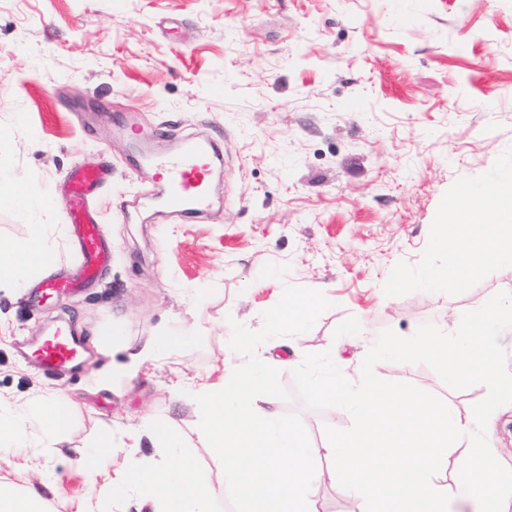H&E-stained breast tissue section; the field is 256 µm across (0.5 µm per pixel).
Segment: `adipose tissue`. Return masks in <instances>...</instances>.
Here are the masks:
<instances>
[{
	"label": "adipose tissue",
	"mask_w": 512,
	"mask_h": 512,
	"mask_svg": "<svg viewBox=\"0 0 512 512\" xmlns=\"http://www.w3.org/2000/svg\"><path fill=\"white\" fill-rule=\"evenodd\" d=\"M53 263L51 250L41 236L22 245L0 244V286L27 287L33 274ZM74 402L53 393L40 399L27 413L0 411V447L22 448L28 425L38 422L45 440L55 442L70 428ZM111 493L116 500H135L142 512H214L216 490L200 473L197 458L179 455L175 463L157 461L118 473Z\"/></svg>",
	"instance_id": "1"
}]
</instances>
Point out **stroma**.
Listing matches in <instances>:
<instances>
[{
    "mask_svg": "<svg viewBox=\"0 0 512 512\" xmlns=\"http://www.w3.org/2000/svg\"><path fill=\"white\" fill-rule=\"evenodd\" d=\"M0 128V169L48 194L31 214L0 208V242L45 225L55 269L75 262L56 231L67 221L57 185L77 165L112 170L95 199L111 265L39 307L0 288V397L31 404L61 392L78 405L53 447L0 451L1 479L48 482V512H135L105 495L107 475L87 487L75 462L104 426L120 442L150 418L172 421L222 486L219 461L201 451L199 408L173 387L240 362L232 323L260 329L285 286L332 303L297 346L284 336L260 346L289 389L305 354L335 353L355 382L382 330L408 337L431 322L451 333L464 312L512 293L498 272L456 296L382 289L397 263L420 262L443 194L512 147V0H0ZM195 136L221 149L224 178L212 211L184 223L163 216L139 155ZM61 321L99 357L53 377L16 344ZM353 324L362 335H346ZM115 325L136 341L188 337L129 377L111 372L98 344ZM374 371L464 417L486 395L482 384L451 389L424 364ZM268 402L317 445L326 427L352 423L296 396Z\"/></svg>",
    "mask_w": 512,
    "mask_h": 512,
    "instance_id": "stroma-1",
    "label": "stroma"
}]
</instances>
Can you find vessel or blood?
I'll return each instance as SVG.
<instances>
[{
  "label": "vessel or blood",
  "instance_id": "1",
  "mask_svg": "<svg viewBox=\"0 0 512 512\" xmlns=\"http://www.w3.org/2000/svg\"><path fill=\"white\" fill-rule=\"evenodd\" d=\"M216 157L212 142L186 140L176 152L152 154L148 165L165 183L158 204L169 214L184 218L210 203V179ZM111 177L105 167L74 166L67 174L63 193L68 233L75 252V269L45 279L29 296L41 303L55 295L73 292L95 280L111 263L112 247L105 238L93 201ZM20 352L45 374L78 372L91 358L82 337L62 324L44 335L26 340Z\"/></svg>",
  "mask_w": 512,
  "mask_h": 512
}]
</instances>
